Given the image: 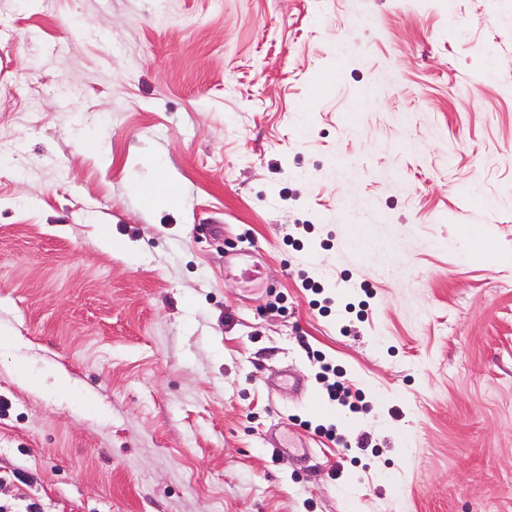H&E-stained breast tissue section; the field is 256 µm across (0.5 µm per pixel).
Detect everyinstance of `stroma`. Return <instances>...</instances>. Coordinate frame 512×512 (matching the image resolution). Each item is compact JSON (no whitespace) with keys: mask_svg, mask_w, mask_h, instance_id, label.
I'll use <instances>...</instances> for the list:
<instances>
[{"mask_svg":"<svg viewBox=\"0 0 512 512\" xmlns=\"http://www.w3.org/2000/svg\"><path fill=\"white\" fill-rule=\"evenodd\" d=\"M34 502L512 512V0H0V512ZM322 369L324 371L323 379H329L327 374L330 372H332V375L334 376L333 381L327 384L328 395L332 400H337L341 404H346L350 398L354 397L356 400L361 401L362 395L359 390H356L353 393L350 386L344 380L336 381V367L333 368L326 363L322 366Z\"/></svg>","mask_w":512,"mask_h":512,"instance_id":"stroma-1","label":"stroma"}]
</instances>
